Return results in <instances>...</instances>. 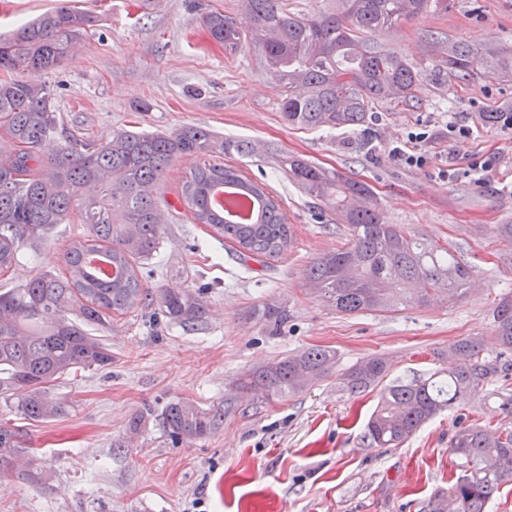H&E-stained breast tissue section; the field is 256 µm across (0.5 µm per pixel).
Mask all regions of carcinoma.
<instances>
[{
	"mask_svg": "<svg viewBox=\"0 0 512 512\" xmlns=\"http://www.w3.org/2000/svg\"><path fill=\"white\" fill-rule=\"evenodd\" d=\"M241 16L208 8L200 22L229 52L245 40L262 46L263 62L281 87L279 112L296 129L358 127L384 101L410 106L417 84L428 79L468 85L512 81V46L448 42L430 68L375 45L366 34L395 27L448 0H336L332 12L292 13L282 0H241ZM93 17L63 2L8 35H0V131L10 147L0 162V277L17 263L22 248L41 243L58 224L79 218L87 234L63 252V271L51 269L23 285L0 287V401L21 418L45 422L65 414L51 395L64 375L112 365V349L98 332L109 318L140 305H155L169 322L193 330L208 316L200 296L189 290L144 286L141 265L160 249L163 221L157 187L167 168L190 157L195 165L181 197L198 224H207L238 247L240 260L273 258L294 245L280 201L264 184L224 163L250 143L186 126L157 133L128 129L106 139L67 132L53 92L42 75L66 59L72 44L88 33ZM281 169L308 195L328 204L341 221L346 243L319 253L306 277L336 312H393L424 304L433 294L460 297L471 267L447 247H434L359 200L370 187L338 171L286 156ZM233 185L247 200L214 207V192ZM495 336L512 351V294L494 310ZM456 365L426 379L386 382L383 357L361 359L337 375L351 396L378 391L364 431L375 448H395L439 413L472 401L490 384L508 381L512 363L484 355L478 336L449 346ZM336 352L306 348L240 377L237 389L264 397L295 394L328 378ZM226 410L205 411L189 400L169 402L161 413L175 439H201L216 432ZM20 435L0 428V475L13 471ZM450 451L459 471L448 491L435 495L427 512H487L499 487L512 482V430L490 436L476 420L456 426ZM27 480L43 485L50 474L37 456Z\"/></svg>",
	"mask_w": 512,
	"mask_h": 512,
	"instance_id": "cac0c4a2",
	"label": "carcinoma"
}]
</instances>
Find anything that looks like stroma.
<instances>
[{
  "label": "stroma",
  "mask_w": 512,
  "mask_h": 512,
  "mask_svg": "<svg viewBox=\"0 0 512 512\" xmlns=\"http://www.w3.org/2000/svg\"><path fill=\"white\" fill-rule=\"evenodd\" d=\"M96 18L61 67L46 74L67 131L91 138L120 128L147 132L204 127L251 142L230 162L275 195L295 230L286 255L241 261L224 239L185 215L181 186L193 165L180 159L158 187L167 224L150 265L149 287L199 292L209 310L197 330L169 324L140 306L105 330L112 365L55 382L68 412L29 423L0 403V424L37 449L51 479L29 485L0 477V512H424L457 469L450 439L458 414L446 411L396 448L363 442L376 393L352 397L335 378L267 399L235 388L240 376L307 347L335 350L337 369L377 355L389 380L425 379L448 368V346L483 337L502 353L492 310L512 292V128L481 115L512 111L511 82L443 87L421 81L418 103L379 104L357 129L297 130L280 115V88L258 48L225 52L190 9V0H69ZM512 45V0H450L369 38L411 62L431 65L428 36ZM149 110H141V103ZM423 132L424 166L390 157L409 133ZM303 158L366 182L383 223L433 244H451L472 268L470 290L439 295L396 313L341 315L312 289L305 270L344 239L335 212L282 173L280 155ZM81 230L57 225L37 248H23L9 283L24 284L59 258ZM270 305L288 317L271 328ZM204 410L228 404L223 426L204 439H171L158 420L175 399ZM145 415L141 432L132 417Z\"/></svg>",
  "instance_id": "stroma-1"
}]
</instances>
